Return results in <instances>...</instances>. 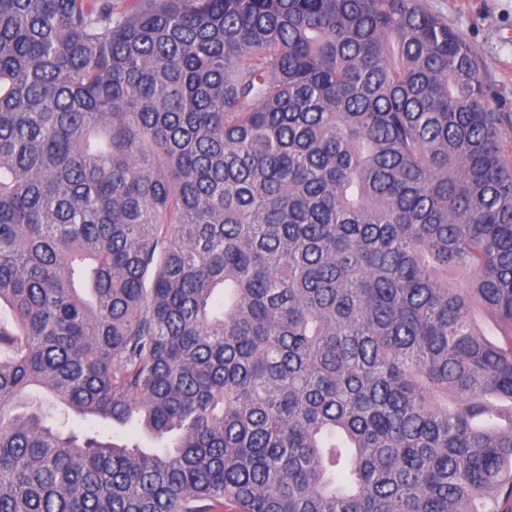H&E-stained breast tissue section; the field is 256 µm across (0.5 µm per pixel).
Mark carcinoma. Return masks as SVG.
<instances>
[{
    "label": "carcinoma",
    "mask_w": 512,
    "mask_h": 512,
    "mask_svg": "<svg viewBox=\"0 0 512 512\" xmlns=\"http://www.w3.org/2000/svg\"><path fill=\"white\" fill-rule=\"evenodd\" d=\"M475 56L418 0H0V512H512ZM21 405L39 407L47 417V422L59 427L64 432L92 434L97 431L110 434L129 444L138 443L142 448H162L165 441L158 442L143 431L140 426L119 427L106 420L85 421L70 409L57 404L53 398L42 390H28L22 398Z\"/></svg>",
    "instance_id": "obj_1"
}]
</instances>
